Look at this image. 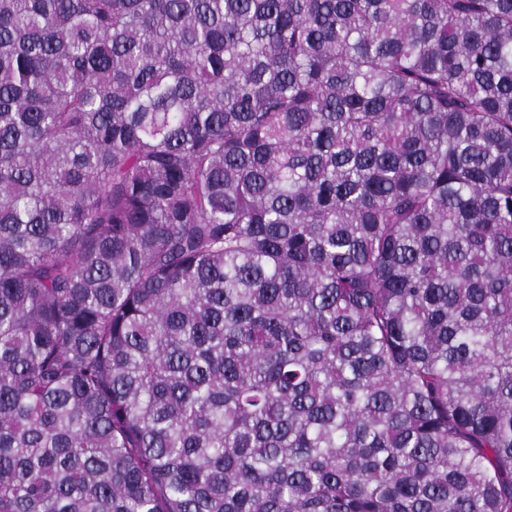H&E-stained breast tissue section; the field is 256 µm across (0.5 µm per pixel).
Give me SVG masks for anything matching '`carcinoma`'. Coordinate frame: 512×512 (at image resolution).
Segmentation results:
<instances>
[{"label": "carcinoma", "mask_w": 512, "mask_h": 512, "mask_svg": "<svg viewBox=\"0 0 512 512\" xmlns=\"http://www.w3.org/2000/svg\"><path fill=\"white\" fill-rule=\"evenodd\" d=\"M0 512H512V0H0Z\"/></svg>", "instance_id": "carcinoma-1"}]
</instances>
